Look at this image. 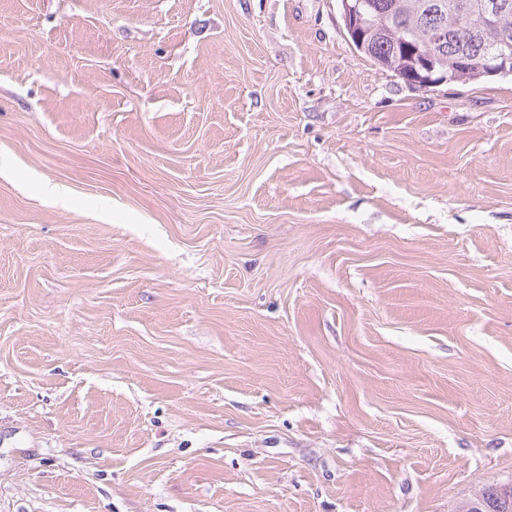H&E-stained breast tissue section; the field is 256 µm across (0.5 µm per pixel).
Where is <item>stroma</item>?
Segmentation results:
<instances>
[{
	"instance_id": "35a3bbf8",
	"label": "stroma",
	"mask_w": 512,
	"mask_h": 512,
	"mask_svg": "<svg viewBox=\"0 0 512 512\" xmlns=\"http://www.w3.org/2000/svg\"><path fill=\"white\" fill-rule=\"evenodd\" d=\"M512 482V77L337 0H0V512H452Z\"/></svg>"
}]
</instances>
